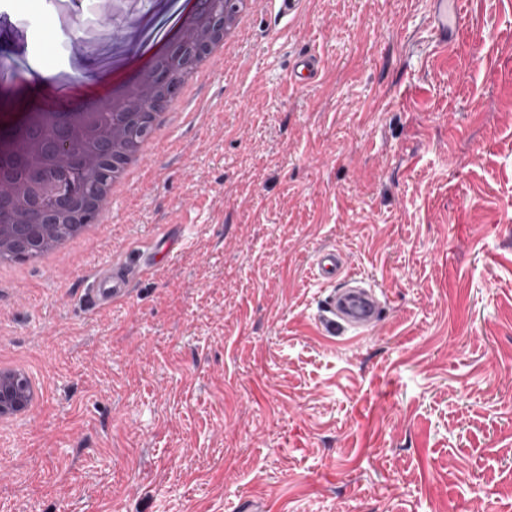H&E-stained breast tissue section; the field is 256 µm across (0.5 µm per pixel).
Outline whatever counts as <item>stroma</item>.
Here are the masks:
<instances>
[{
  "label": "stroma",
  "instance_id": "1",
  "mask_svg": "<svg viewBox=\"0 0 512 512\" xmlns=\"http://www.w3.org/2000/svg\"><path fill=\"white\" fill-rule=\"evenodd\" d=\"M99 7L0 0V56L65 70L63 13ZM464 9L443 56L426 0H258L111 236L0 271V355L47 386L0 433V512H512V0ZM332 246L386 301L353 342L320 324ZM320 68L321 60L316 55L299 56L288 74L289 82L296 88H305L318 78ZM138 274L128 264L109 261L97 271L90 288L94 306L112 305L128 297L132 280Z\"/></svg>",
  "mask_w": 512,
  "mask_h": 512
}]
</instances>
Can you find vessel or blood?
Masks as SVG:
<instances>
[{
	"instance_id": "1",
	"label": "vessel or blood",
	"mask_w": 512,
	"mask_h": 512,
	"mask_svg": "<svg viewBox=\"0 0 512 512\" xmlns=\"http://www.w3.org/2000/svg\"><path fill=\"white\" fill-rule=\"evenodd\" d=\"M466 19L463 0H428L429 27L438 52L448 53L454 46ZM320 68L321 61L316 55L299 56L288 79L296 88H305L317 79ZM342 268V257L336 248L324 247L316 251L313 272L329 290L322 322L329 331L339 330L360 338L374 327L383 302L376 289L361 286L357 275L343 273ZM135 276L136 271L130 265L112 261L103 264L90 288L94 306L125 300Z\"/></svg>"
}]
</instances>
